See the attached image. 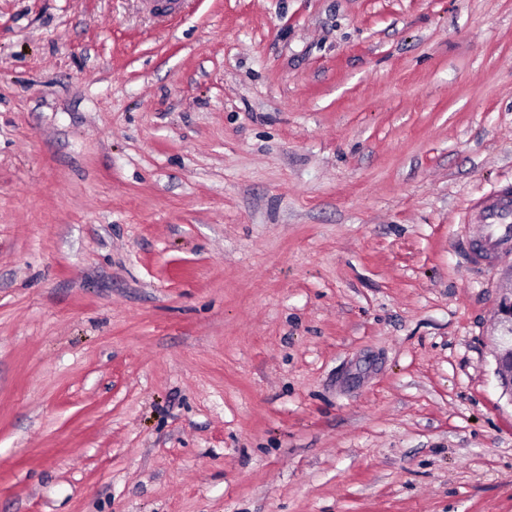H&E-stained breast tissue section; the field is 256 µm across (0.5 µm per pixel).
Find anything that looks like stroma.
Returning a JSON list of instances; mask_svg holds the SVG:
<instances>
[{
  "mask_svg": "<svg viewBox=\"0 0 512 512\" xmlns=\"http://www.w3.org/2000/svg\"><path fill=\"white\" fill-rule=\"evenodd\" d=\"M512 0H0V512H512ZM486 220L491 235L489 243L494 245L503 239L506 228H512V200L507 193H502L496 198L493 208L486 215ZM497 230L501 234L493 239ZM497 327L501 336L495 352L496 373L504 394L512 400V289L504 288L497 306Z\"/></svg>",
  "mask_w": 512,
  "mask_h": 512,
  "instance_id": "35a3bbf8",
  "label": "stroma"
}]
</instances>
